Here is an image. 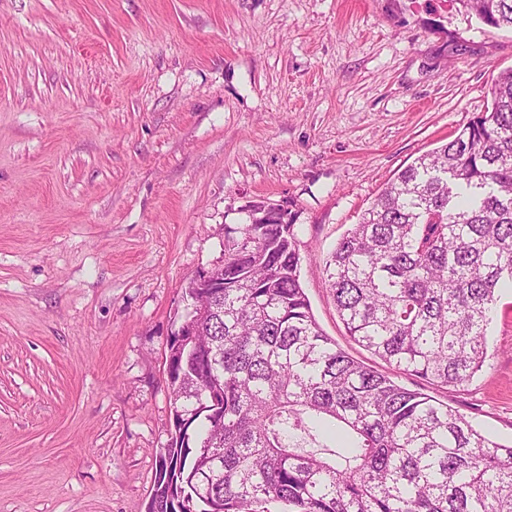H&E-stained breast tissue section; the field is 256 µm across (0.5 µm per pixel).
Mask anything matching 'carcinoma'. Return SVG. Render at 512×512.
Returning a JSON list of instances; mask_svg holds the SVG:
<instances>
[{
    "instance_id": "1",
    "label": "carcinoma",
    "mask_w": 512,
    "mask_h": 512,
    "mask_svg": "<svg viewBox=\"0 0 512 512\" xmlns=\"http://www.w3.org/2000/svg\"><path fill=\"white\" fill-rule=\"evenodd\" d=\"M512 28V0H453ZM491 110L387 184L323 268L350 338L391 371L459 387L483 370L512 284V70ZM194 354L169 385L189 418L159 455L146 512H512V444L354 359L301 280L296 215L243 209ZM224 392V414L202 410ZM312 449H305V445Z\"/></svg>"
}]
</instances>
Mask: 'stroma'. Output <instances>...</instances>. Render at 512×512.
Listing matches in <instances>:
<instances>
[{
	"mask_svg": "<svg viewBox=\"0 0 512 512\" xmlns=\"http://www.w3.org/2000/svg\"><path fill=\"white\" fill-rule=\"evenodd\" d=\"M512 31L451 0H0V512H145L192 275L249 202L322 269L418 156L490 108ZM473 381L396 375L512 441V288Z\"/></svg>",
	"mask_w": 512,
	"mask_h": 512,
	"instance_id": "stroma-1",
	"label": "stroma"
}]
</instances>
